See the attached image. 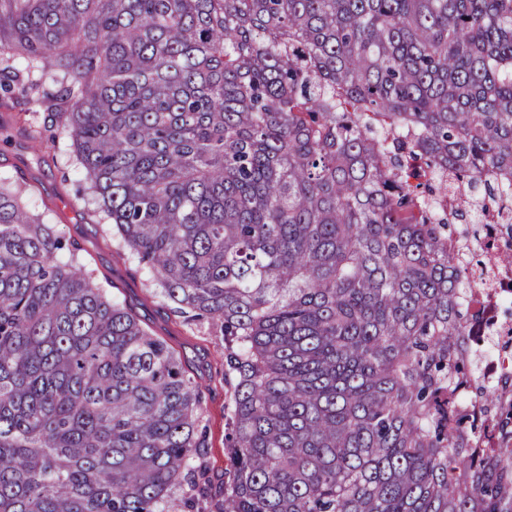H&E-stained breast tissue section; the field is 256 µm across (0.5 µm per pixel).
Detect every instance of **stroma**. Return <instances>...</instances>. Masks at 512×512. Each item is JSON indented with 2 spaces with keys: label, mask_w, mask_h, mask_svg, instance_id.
Returning <instances> with one entry per match:
<instances>
[{
  "label": "stroma",
  "mask_w": 512,
  "mask_h": 512,
  "mask_svg": "<svg viewBox=\"0 0 512 512\" xmlns=\"http://www.w3.org/2000/svg\"><path fill=\"white\" fill-rule=\"evenodd\" d=\"M18 110L25 113L30 124L45 128L52 141L42 151H35L21 134L19 122H11L7 135L0 136V181L23 179L37 186V193L28 200L29 208L47 209L57 231L76 239L99 270L114 282L112 299L133 305L175 349L188 375L198 381V412L205 430L201 454L209 467L213 493L222 494L229 386L219 337L174 312L166 299H144L145 287L154 283L153 274L133 258H120L122 245L111 225L93 218L91 204L79 196L85 180L74 160L68 131L51 124L46 113L32 111L30 104H20Z\"/></svg>",
  "instance_id": "35a3bbf8"
}]
</instances>
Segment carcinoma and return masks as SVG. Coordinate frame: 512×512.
<instances>
[{
  "mask_svg": "<svg viewBox=\"0 0 512 512\" xmlns=\"http://www.w3.org/2000/svg\"><path fill=\"white\" fill-rule=\"evenodd\" d=\"M20 98L233 381L217 498L198 383L1 183L0 512H512L462 300L512 256V0H0Z\"/></svg>",
  "mask_w": 512,
  "mask_h": 512,
  "instance_id": "obj_1",
  "label": "carcinoma"
}]
</instances>
